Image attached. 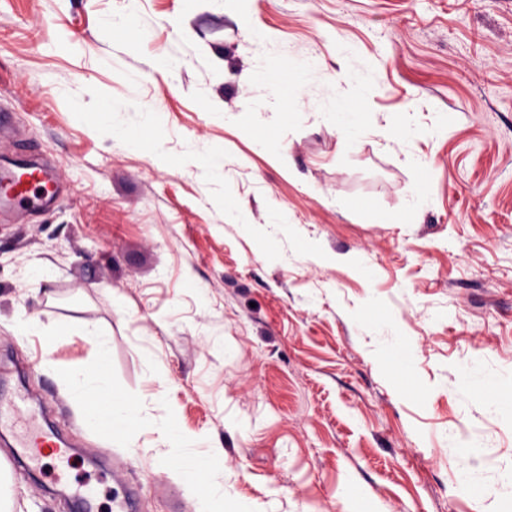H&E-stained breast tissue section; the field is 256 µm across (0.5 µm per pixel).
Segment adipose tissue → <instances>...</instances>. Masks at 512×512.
<instances>
[{
    "label": "adipose tissue",
    "mask_w": 512,
    "mask_h": 512,
    "mask_svg": "<svg viewBox=\"0 0 512 512\" xmlns=\"http://www.w3.org/2000/svg\"><path fill=\"white\" fill-rule=\"evenodd\" d=\"M88 119L91 125L109 132L113 148L125 152L149 149L161 163H173V156L164 150L162 142L148 146L129 133L130 126L134 124L144 128L154 127L157 123L155 111L118 105L104 97L96 109L89 112ZM362 326L378 336L383 360L403 364L408 362L409 345L392 321L382 320L372 312L363 319ZM463 384L487 411L512 418V398L505 395L506 390L512 389L511 369L502 368L493 360L486 359L466 369ZM447 444L454 448L461 461L458 479L462 484L478 496L512 503V464L498 461L490 440L451 436Z\"/></svg>",
    "instance_id": "obj_1"
}]
</instances>
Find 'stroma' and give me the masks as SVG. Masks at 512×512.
<instances>
[{
  "label": "stroma",
  "mask_w": 512,
  "mask_h": 512,
  "mask_svg": "<svg viewBox=\"0 0 512 512\" xmlns=\"http://www.w3.org/2000/svg\"><path fill=\"white\" fill-rule=\"evenodd\" d=\"M134 8L153 24L112 36L104 20ZM247 18L206 0H0V170L57 168L58 198L44 212L0 207V391L24 387L77 444L63 470L49 460L13 467L0 442V512H71L94 489L110 512L102 461L114 442L81 424L59 382L39 368L38 337L12 335L17 310L61 324L96 323L110 339L121 385L144 388L132 339L155 337L167 399L189 432L223 448L236 501L255 512H343L361 488L374 512H512L457 478L441 442L470 430L512 460V420L487 414L457 388L483 359L512 368V0H250ZM312 50L335 92L338 46L372 69V128L350 149L306 92L302 126L281 139L283 162L235 121L256 97L262 51L248 24ZM194 49L173 78L151 56L182 33ZM69 39L82 55L58 54ZM73 82L74 99L54 80ZM209 93L231 122L207 114ZM158 113L152 140L181 156L213 147L225 184L205 192L185 166L110 146L87 121L100 97ZM422 156L427 175L405 160ZM410 223L396 217L413 193ZM287 226H280V218ZM314 253L300 258L298 241ZM32 260L54 267L32 288ZM371 277H363V267ZM195 280L201 292L186 288ZM389 305L410 345V371L380 361L358 323ZM223 325L222 339L206 333ZM127 480L136 512H196L184 484H155L165 450L142 432Z\"/></svg>",
  "instance_id": "stroma-1"
}]
</instances>
